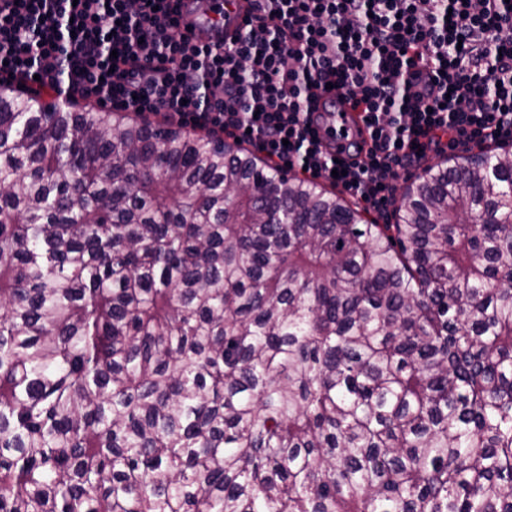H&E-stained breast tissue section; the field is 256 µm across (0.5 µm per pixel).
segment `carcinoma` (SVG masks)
<instances>
[{
	"label": "carcinoma",
	"mask_w": 512,
	"mask_h": 512,
	"mask_svg": "<svg viewBox=\"0 0 512 512\" xmlns=\"http://www.w3.org/2000/svg\"><path fill=\"white\" fill-rule=\"evenodd\" d=\"M393 219L0 88V512H512V150Z\"/></svg>",
	"instance_id": "1"
}]
</instances>
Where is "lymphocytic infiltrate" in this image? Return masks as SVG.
<instances>
[{
    "label": "lymphocytic infiltrate",
    "instance_id": "1",
    "mask_svg": "<svg viewBox=\"0 0 512 512\" xmlns=\"http://www.w3.org/2000/svg\"><path fill=\"white\" fill-rule=\"evenodd\" d=\"M195 40L172 0H0V77L246 144L364 213L401 170L512 141V0H255L232 41ZM340 92L371 144L334 176Z\"/></svg>",
    "mask_w": 512,
    "mask_h": 512
}]
</instances>
